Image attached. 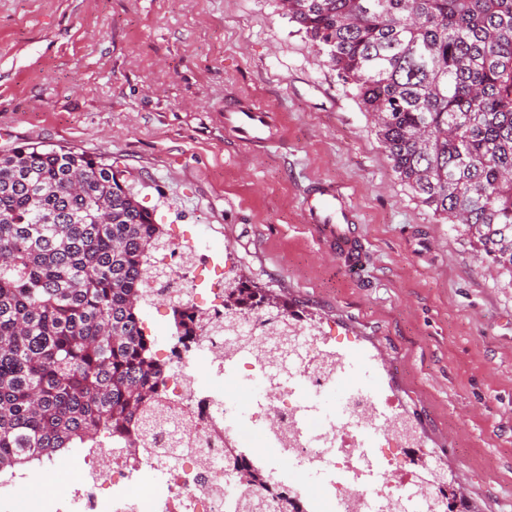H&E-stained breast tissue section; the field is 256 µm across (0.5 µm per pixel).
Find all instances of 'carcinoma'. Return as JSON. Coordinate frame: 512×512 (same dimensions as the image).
Masks as SVG:
<instances>
[{
    "mask_svg": "<svg viewBox=\"0 0 512 512\" xmlns=\"http://www.w3.org/2000/svg\"><path fill=\"white\" fill-rule=\"evenodd\" d=\"M373 120L392 171L512 277V0H282ZM104 158L26 146L0 154V474L73 448L152 445L170 417L169 360L141 305L169 274L162 225ZM174 332L202 331L184 300ZM288 301L225 283L224 317ZM266 476L225 449L224 481Z\"/></svg>",
    "mask_w": 512,
    "mask_h": 512,
    "instance_id": "cac0c4a2",
    "label": "carcinoma"
}]
</instances>
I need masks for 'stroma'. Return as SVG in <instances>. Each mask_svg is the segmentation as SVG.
I'll return each mask as SVG.
<instances>
[{
  "label": "stroma",
  "mask_w": 512,
  "mask_h": 512,
  "mask_svg": "<svg viewBox=\"0 0 512 512\" xmlns=\"http://www.w3.org/2000/svg\"><path fill=\"white\" fill-rule=\"evenodd\" d=\"M229 94L278 114L281 148L225 140ZM28 144L117 163L170 240L206 242L200 307L243 277L372 356L477 512H512V277L397 179L280 0H0V153ZM320 179L357 210V270L304 222Z\"/></svg>",
  "instance_id": "1"
}]
</instances>
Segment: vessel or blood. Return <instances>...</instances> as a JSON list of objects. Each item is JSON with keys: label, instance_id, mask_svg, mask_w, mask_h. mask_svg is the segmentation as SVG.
<instances>
[{"label": "vessel or blood", "instance_id": "b4317fda", "mask_svg": "<svg viewBox=\"0 0 512 512\" xmlns=\"http://www.w3.org/2000/svg\"><path fill=\"white\" fill-rule=\"evenodd\" d=\"M224 134L257 151L284 141L274 112L259 100L236 95L224 100ZM302 208L306 224L331 254L358 262L362 254L355 231L358 217L343 187L328 180L314 182L303 196Z\"/></svg>", "mask_w": 512, "mask_h": 512}]
</instances>
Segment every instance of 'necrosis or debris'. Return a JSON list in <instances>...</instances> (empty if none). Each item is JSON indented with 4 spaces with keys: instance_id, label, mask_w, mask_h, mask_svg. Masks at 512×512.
Masks as SVG:
<instances>
[{
    "instance_id": "1",
    "label": "necrosis or debris",
    "mask_w": 512,
    "mask_h": 512,
    "mask_svg": "<svg viewBox=\"0 0 512 512\" xmlns=\"http://www.w3.org/2000/svg\"><path fill=\"white\" fill-rule=\"evenodd\" d=\"M202 258L173 242L162 262L172 288L186 289ZM224 309L203 311L194 343L168 340L161 354L180 432L162 428L159 447L101 448L65 465L60 496L16 490L0 512H234L260 494L224 481V450L248 453L280 474L306 512H426L440 505L430 461L414 462L420 442L398 422L393 401L364 382L339 390L348 352L301 327L282 347L277 320L252 315L220 333Z\"/></svg>"
}]
</instances>
